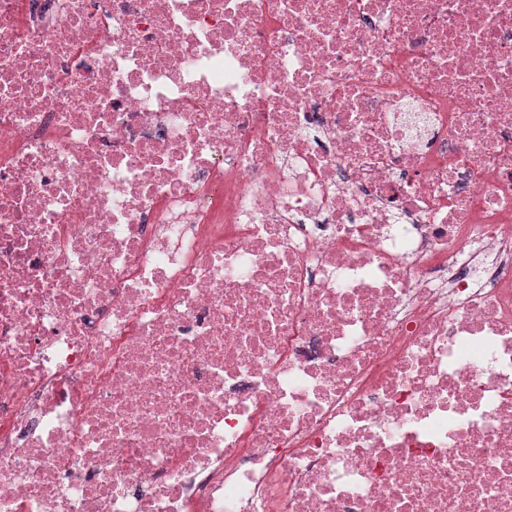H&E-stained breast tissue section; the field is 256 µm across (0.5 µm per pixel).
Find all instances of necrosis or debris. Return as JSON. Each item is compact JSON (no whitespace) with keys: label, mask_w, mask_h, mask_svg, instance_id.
<instances>
[{"label":"necrosis or debris","mask_w":512,"mask_h":512,"mask_svg":"<svg viewBox=\"0 0 512 512\" xmlns=\"http://www.w3.org/2000/svg\"><path fill=\"white\" fill-rule=\"evenodd\" d=\"M0 512H512V0H0Z\"/></svg>","instance_id":"4bbe7bcc"}]
</instances>
